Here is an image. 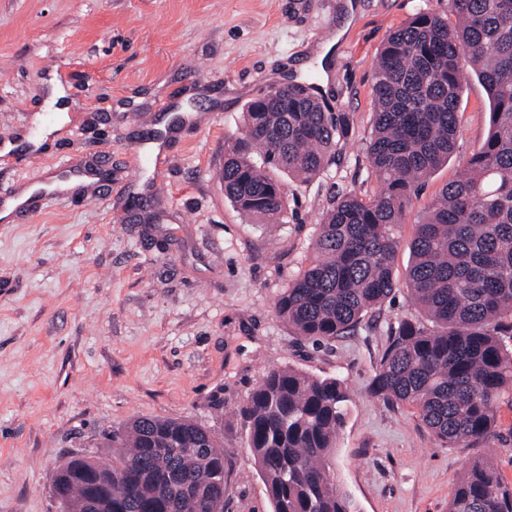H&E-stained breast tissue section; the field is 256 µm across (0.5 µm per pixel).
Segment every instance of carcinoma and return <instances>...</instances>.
Here are the masks:
<instances>
[{
	"instance_id": "cac0c4a2",
	"label": "carcinoma",
	"mask_w": 512,
	"mask_h": 512,
	"mask_svg": "<svg viewBox=\"0 0 512 512\" xmlns=\"http://www.w3.org/2000/svg\"><path fill=\"white\" fill-rule=\"evenodd\" d=\"M454 21L419 12L390 33L374 67L373 135L366 152L379 191L346 193L327 209L316 259L277 297L296 334L330 341L353 329L398 284L393 274L412 193L455 147L467 74L484 86L491 128L461 177L445 185L411 244L407 288L433 328L403 319L373 393L411 403L445 448H475L512 402V0H451ZM347 134L301 86L259 98L224 154V197L242 214L281 221L282 176L315 179ZM349 398L332 377L266 372L239 416L271 512H354L330 458ZM112 460L75 455L55 472L63 512H224V445L187 418L132 421L106 439ZM448 512H512V486L488 462L456 484Z\"/></svg>"
}]
</instances>
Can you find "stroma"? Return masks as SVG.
<instances>
[{"label":"stroma","instance_id":"obj_1","mask_svg":"<svg viewBox=\"0 0 512 512\" xmlns=\"http://www.w3.org/2000/svg\"><path fill=\"white\" fill-rule=\"evenodd\" d=\"M448 0H0V200L61 163L100 160L112 195L57 193L26 220L0 222V512H57L53 477L72 454L108 460L105 436L138 417H188L224 442V512H270L238 415L272 368L338 379L350 397L331 458L357 512H448L458 476L490 462L512 485V404L494 437L441 447L410 404L371 383L391 335L419 319L404 288L416 225L489 131L468 78L455 151L412 195L394 275L401 287L350 331L318 344L274 312L314 259L334 197L378 190L366 145L372 84L388 35ZM69 69L66 115L46 84ZM288 80L320 82L348 132L312 182L289 181L288 221L259 222L224 197L218 174L247 103ZM170 108L159 113L157 101ZM63 122L31 151L28 132ZM164 166L145 162L148 131ZM223 399V415L211 409Z\"/></svg>","mask_w":512,"mask_h":512}]
</instances>
